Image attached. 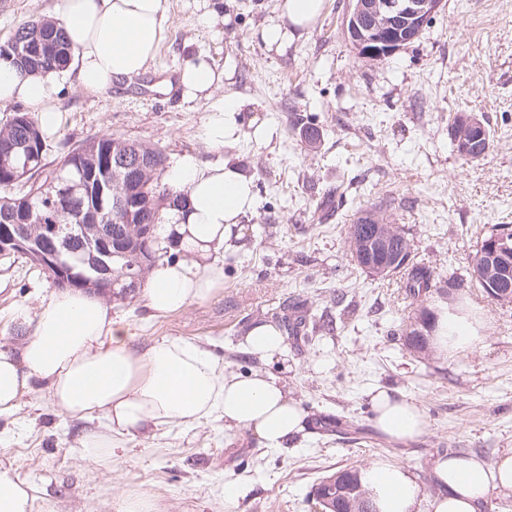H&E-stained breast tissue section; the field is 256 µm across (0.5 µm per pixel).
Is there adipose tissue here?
Segmentation results:
<instances>
[{
	"label": "adipose tissue",
	"mask_w": 512,
	"mask_h": 512,
	"mask_svg": "<svg viewBox=\"0 0 512 512\" xmlns=\"http://www.w3.org/2000/svg\"><path fill=\"white\" fill-rule=\"evenodd\" d=\"M325 0H284L281 19L262 32L265 45L284 46L294 30H308ZM168 0H63L57 24L70 43V71L23 74L0 61V103L21 102L54 129L52 105L67 75L89 94H102L113 80L145 73L164 38ZM224 75L197 52L178 71L183 99L206 100L209 115L203 138L221 147L238 138V106L213 102ZM184 203L170 209L166 234L179 255L155 266L143 296L147 308L166 315L211 298L224 280L217 253L228 244L231 228L257 205L254 183L237 166L182 156L167 174ZM440 349L473 347L475 329L466 316L446 313L435 331ZM47 384L64 418L99 421L80 440L89 455L114 452V436H132L171 423L195 426L218 418L225 426L253 430L268 447H284L302 427L303 413L289 398L281 378L228 371L199 345L165 338L144 350L134 348L121 321L92 293L61 288L50 294L34 317L26 344L18 350L0 345V415L13 414L35 383ZM374 425L388 438L413 442L425 432L423 410L406 397L379 391L373 397ZM439 486L434 512H483L493 492H512V450L489 465L473 456L440 455L430 463ZM379 512H413L420 488L405 468L373 463L365 472ZM35 497L15 469L0 466V512H33Z\"/></svg>",
	"instance_id": "ef3b65f1"
}]
</instances>
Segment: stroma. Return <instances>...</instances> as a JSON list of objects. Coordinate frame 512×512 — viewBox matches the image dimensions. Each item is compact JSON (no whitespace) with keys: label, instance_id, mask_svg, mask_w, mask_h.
I'll return each instance as SVG.
<instances>
[{"label":"stroma","instance_id":"35a3bbf8","mask_svg":"<svg viewBox=\"0 0 512 512\" xmlns=\"http://www.w3.org/2000/svg\"><path fill=\"white\" fill-rule=\"evenodd\" d=\"M282 0H224L210 20L205 0H169L165 37L151 68L91 95L65 82L52 104L46 168L95 135L159 147L168 165L186 154L228 161L251 176L258 196L241 236L218 254L224 283L209 300L152 316L141 292L108 296L131 344L164 338L198 344L239 375L283 377L304 426L272 449L252 431L205 419L120 437L116 459L100 462L79 445L84 423L66 421L45 384L0 417V465L35 490L34 512H115L127 495L156 512H313V484L343 469L384 460L405 467L420 494L415 512H434L428 465L454 452L495 463L512 448V303L477 288L471 260L493 229L512 225V0H445L421 36L379 62L359 58L343 35L348 0H325L317 23L281 49L262 31ZM61 0H0V43L22 23L55 16ZM209 52L223 69L214 100L238 104L237 141L215 148L202 137L210 105L186 101L173 80L188 52ZM473 114L492 146L464 162L449 135L455 116ZM319 134L308 149L307 128ZM373 212L398 225L412 259L452 299H405L398 276L378 278L350 256L348 229ZM54 286L21 255L0 256V344L20 349ZM303 302L331 329L313 343L288 340L281 356L250 353L245 336L282 302ZM459 306L476 322L472 350L410 349L405 331L420 308ZM383 387L415 401L425 434L395 442L374 426L371 397ZM321 416L350 434L324 432ZM234 496H226L227 486Z\"/></svg>","mask_w":512,"mask_h":512}]
</instances>
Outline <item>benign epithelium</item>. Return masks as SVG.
I'll list each match as a JSON object with an SVG mask.
<instances>
[{"mask_svg": "<svg viewBox=\"0 0 512 512\" xmlns=\"http://www.w3.org/2000/svg\"><path fill=\"white\" fill-rule=\"evenodd\" d=\"M443 0H349L344 18L343 32L355 53L372 60L385 59L420 37L432 16L439 11ZM456 152L463 159H471L476 152L475 143L484 138V128L478 117L466 115L453 132ZM24 145L14 142L8 134L0 135V181L10 186L27 184L32 173L30 160L23 159ZM149 149L130 141H120L116 151V164H99L97 144L86 142L76 154L79 180H60V197L69 200L86 190L96 187L95 198L105 191L117 188V207L123 213V223L111 225L99 222L101 203L90 204L77 213V233L65 232L56 224H33V210L20 209L3 212L0 224V254H21L34 267L46 273L59 287L78 284L98 293L115 290L110 263L126 254V245L119 232L127 225L139 224L141 208L152 205L151 199L134 206L126 203L122 191L130 181L144 183L157 175L146 165L143 154ZM367 222L376 225L372 238L360 242L361 255L367 270L375 275H390L397 261L388 248L389 229L375 213L365 214ZM81 242L77 253L80 261L90 265L97 275L89 277L74 272V267L62 260L63 251L70 250L74 238ZM479 257L483 259L488 282L497 283L512 279V227L504 224L481 242Z\"/></svg>", "mask_w": 512, "mask_h": 512, "instance_id": "obj_1", "label": "benign epithelium"}]
</instances>
